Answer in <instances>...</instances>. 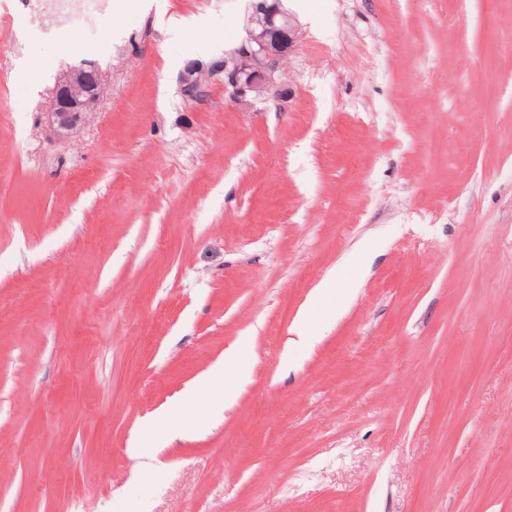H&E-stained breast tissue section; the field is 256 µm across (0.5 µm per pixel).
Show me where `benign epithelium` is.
<instances>
[{"instance_id":"benign-epithelium-1","label":"benign epithelium","mask_w":512,"mask_h":512,"mask_svg":"<svg viewBox=\"0 0 512 512\" xmlns=\"http://www.w3.org/2000/svg\"><path fill=\"white\" fill-rule=\"evenodd\" d=\"M297 38L296 22L281 0H256L244 37L224 55V60L209 65L192 60L185 65L180 76L181 93L202 102L210 83L222 75L225 92L240 107L268 98L283 101L288 98V87L283 81L282 65ZM102 94V74L96 65L85 63L65 70L52 89L50 126L60 136L77 132Z\"/></svg>"}]
</instances>
